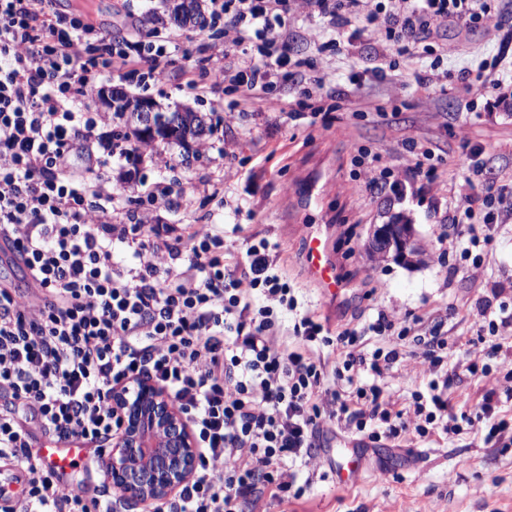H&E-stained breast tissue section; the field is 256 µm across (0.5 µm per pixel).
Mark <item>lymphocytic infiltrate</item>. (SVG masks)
<instances>
[{"instance_id":"f902f5d3","label":"lymphocytic infiltrate","mask_w":512,"mask_h":512,"mask_svg":"<svg viewBox=\"0 0 512 512\" xmlns=\"http://www.w3.org/2000/svg\"><path fill=\"white\" fill-rule=\"evenodd\" d=\"M207 13L242 57L219 65L202 55L195 70L210 88L244 96L287 82L288 100L275 109L291 119L347 109L364 117L351 104L366 77L409 61L424 92L447 94L458 75L467 92L485 95L484 111L512 112L505 53L455 75L440 50L451 27L502 30L512 40L506 0H208ZM93 39L104 47L97 57L87 54ZM366 43L367 64L341 88L306 54L313 47L352 57ZM179 51L173 32L154 45L134 34L116 44L107 31L57 13L55 0H0V242L30 276L23 290L0 285V391L10 396L0 407V463L27 476L22 499L4 512H119L120 500L106 491L89 495L76 478L61 483L36 443L77 441L100 462L121 430L113 391L143 377L167 393L199 448L191 480L152 512H264L266 502L300 499L306 488L294 466L319 459L330 432L363 448L466 426L479 427L488 444L512 441V389H483L475 412L452 411L442 390L447 316H434L420 334L410 320L380 313L330 337L306 315L292 337L282 336L279 318L297 301L266 239L254 240L241 263L224 252L223 225L180 236L151 223L148 207L170 209L184 197L174 183H156L144 203L113 192L112 163L136 146L113 130L112 116L89 111L98 77L127 68L156 77ZM401 145L414 160L401 172L373 147H358L352 164L367 192L403 202L414 198L417 179L437 178L433 148L414 137ZM483 152L464 145L481 189L467 206L447 202L442 219L464 261L492 243L495 225L512 220V183L487 176ZM122 252L131 256L125 267ZM508 325L512 305L503 303L481 326L484 354L466 366L474 382L490 373ZM407 340L431 380L399 407L379 380Z\"/></svg>"}]
</instances>
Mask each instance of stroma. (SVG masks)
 Segmentation results:
<instances>
[{
  "mask_svg": "<svg viewBox=\"0 0 512 512\" xmlns=\"http://www.w3.org/2000/svg\"><path fill=\"white\" fill-rule=\"evenodd\" d=\"M168 6V0H60L58 9L119 40L139 19H168ZM181 34L185 53L162 78L104 72L100 86L148 96L166 107L222 116L229 95L191 85L198 74L190 58L206 35L191 27L182 28ZM499 40L494 29L463 35L452 28L442 50L449 69L457 71L472 59L496 54ZM362 95L360 105L369 111L365 119L331 112L326 121L314 124L309 115L291 120L269 108V100L288 97L287 84L276 83L268 101L239 100L235 119L220 123L210 135L213 151L190 155L177 144H159V151L172 157V168L160 169L147 161L116 162L110 171L112 188L134 198L146 196L161 178L182 183L186 196L178 207L158 212L157 223L180 232L193 224L223 225L224 246L240 259L252 237L278 244V271L298 299L297 310L282 319L284 335H291L295 320L305 314L336 332L361 327L380 311L401 321L450 307L452 361L478 356L484 349L478 339L484 307L512 303V223L496 226L480 264L461 265L454 260L450 241L440 238L442 213L435 205L448 199L462 205L477 193L459 149L467 141L484 146L482 160L493 177L512 180V112L466 118L463 107L469 94L418 92L407 66L367 83ZM386 102L402 105L400 125L373 114L375 105ZM407 136L438 142L444 157L437 179L421 181V203L405 205L410 240L423 251L414 264L370 257L374 230L392 208L383 196L364 191L351 163L356 147L369 144L393 168L404 169L411 163L401 146ZM309 224L327 231L329 248L349 285L343 302L323 297L301 263V238ZM510 369L512 353L505 351L482 385L462 374L451 376L447 394L453 410L474 409L481 386L512 388L505 377ZM429 380L422 358L409 345L380 384L401 400L413 391H426ZM363 456L356 484H336L322 461L320 479L302 499L285 506L269 503L267 512H512V448L489 447L476 431L467 429L450 438L436 434L424 441L409 434L386 447L364 449Z\"/></svg>",
  "mask_w": 512,
  "mask_h": 512,
  "instance_id": "1",
  "label": "stroma"
}]
</instances>
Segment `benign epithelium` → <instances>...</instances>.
<instances>
[{
	"label": "benign epithelium",
	"instance_id": "benign-epithelium-1",
	"mask_svg": "<svg viewBox=\"0 0 512 512\" xmlns=\"http://www.w3.org/2000/svg\"><path fill=\"white\" fill-rule=\"evenodd\" d=\"M129 111L146 138L156 139L157 131L174 126L154 99L134 100ZM112 401L123 421L106 466L112 489L137 505L174 494L193 476L198 456L183 415L152 382L121 386Z\"/></svg>",
	"mask_w": 512,
	"mask_h": 512
}]
</instances>
